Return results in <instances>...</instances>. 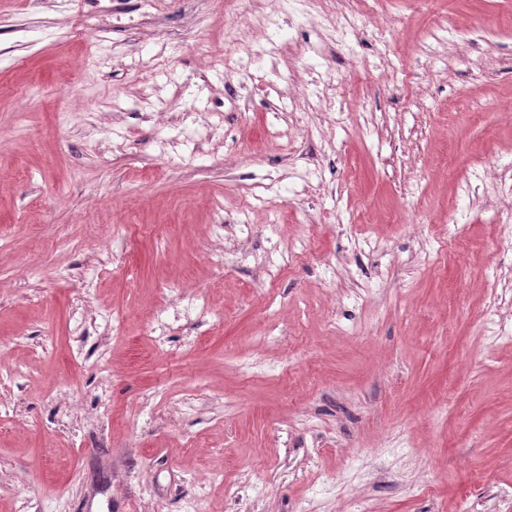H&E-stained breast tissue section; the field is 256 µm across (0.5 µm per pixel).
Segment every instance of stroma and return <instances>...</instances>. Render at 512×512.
<instances>
[{
	"mask_svg": "<svg viewBox=\"0 0 512 512\" xmlns=\"http://www.w3.org/2000/svg\"><path fill=\"white\" fill-rule=\"evenodd\" d=\"M161 2L0 0V512H512V0Z\"/></svg>",
	"mask_w": 512,
	"mask_h": 512,
	"instance_id": "35a3bbf8",
	"label": "stroma"
}]
</instances>
